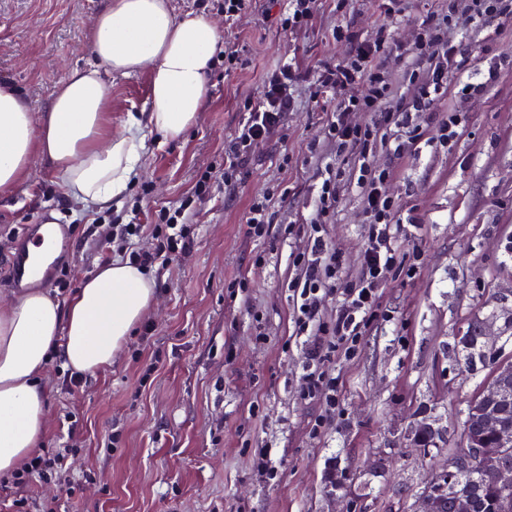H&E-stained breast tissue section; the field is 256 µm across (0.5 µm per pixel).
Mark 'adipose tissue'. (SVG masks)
<instances>
[{"instance_id":"obj_1","label":"adipose tissue","mask_w":512,"mask_h":512,"mask_svg":"<svg viewBox=\"0 0 512 512\" xmlns=\"http://www.w3.org/2000/svg\"><path fill=\"white\" fill-rule=\"evenodd\" d=\"M90 39L95 63L72 69L42 116L0 82L1 192L39 160L59 174L63 195L88 210L105 208L138 174L144 128L174 139L202 112L219 40L206 18L177 17L170 0H108ZM144 70L147 110L129 115L124 133L112 135L105 76ZM156 292L155 280L137 265L115 260L83 278L68 303L31 288L0 304V477L43 445L48 392L40 377L52 354L85 376L111 367Z\"/></svg>"}]
</instances>
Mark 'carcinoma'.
<instances>
[{
  "label": "carcinoma",
  "instance_id": "cac0c4a2",
  "mask_svg": "<svg viewBox=\"0 0 512 512\" xmlns=\"http://www.w3.org/2000/svg\"><path fill=\"white\" fill-rule=\"evenodd\" d=\"M460 343L466 352L465 366L469 367L475 358L483 357L484 344L481 342L479 334L468 332L460 338ZM476 404L477 400L474 399L459 412L464 435L480 433L484 435L488 443L492 444L494 443L492 435L481 429L480 422L472 414V407ZM431 489L436 491L440 512H449L448 504L451 499L464 491L477 492L475 512H512V487L506 489L501 486L495 475L476 460L472 462L471 468L466 474L451 479L446 474L440 476L435 483L431 484Z\"/></svg>",
  "mask_w": 512,
  "mask_h": 512
}]
</instances>
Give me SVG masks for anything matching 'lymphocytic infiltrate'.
Returning a JSON list of instances; mask_svg holds the SVG:
<instances>
[{
    "label": "lymphocytic infiltrate",
    "instance_id": "1",
    "mask_svg": "<svg viewBox=\"0 0 512 512\" xmlns=\"http://www.w3.org/2000/svg\"><path fill=\"white\" fill-rule=\"evenodd\" d=\"M461 18L472 33L487 32L494 24L512 21V0H448L446 12L422 19L417 26L413 62L406 72L410 88L406 94L396 91L387 69L392 43L385 26L374 41L353 44L336 65L305 75L290 65L280 66L267 76L262 98L244 103L246 117L224 150V184L231 187L251 162L254 146L284 127L297 105L299 79L308 81L315 98L336 99L335 106L325 113L323 141L335 147L337 155H354L355 165L345 173L335 161L322 164L315 186L316 216L308 227L306 248L293 257L296 276L290 284L291 341L299 347L302 359L299 395L324 408L312 425L313 433H320L339 409V384L329 371L330 364L335 358L353 356L360 348L367 328L378 317L386 280L400 262L394 244L399 206L385 191L393 172L374 164L375 150L388 145L394 153L407 152L427 133L420 123L421 115L446 96L450 87H457L463 97L477 98L500 77L502 66L493 62L479 80L453 84V77L462 68L456 37ZM356 84L363 85V92L349 94V87ZM361 112L377 113L378 118L370 124L354 123V115ZM390 127L396 128V135H387ZM344 179L362 193L368 228L356 277L340 288L336 282L342 274V259L328 240L326 224L336 207L337 185ZM193 215L187 202L160 209L149 245L134 251L129 245L141 231L136 224H91L85 236L127 250L130 260L161 276L174 257L187 252L194 233ZM336 294L341 301L334 315L326 316V302Z\"/></svg>",
    "mask_w": 512,
    "mask_h": 512
}]
</instances>
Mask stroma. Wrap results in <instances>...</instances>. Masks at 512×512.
<instances>
[{
    "label": "stroma",
    "mask_w": 512,
    "mask_h": 512,
    "mask_svg": "<svg viewBox=\"0 0 512 512\" xmlns=\"http://www.w3.org/2000/svg\"><path fill=\"white\" fill-rule=\"evenodd\" d=\"M448 0H403L387 22L382 0H324L312 24L283 30L276 16L288 0H253L233 22L205 0H171L176 15L211 20L232 64L208 74L209 94L194 126L176 140L146 132L138 177L108 208L138 224L154 223L161 207L191 200L194 238L158 282L156 301L110 368L70 389L63 361L50 360L42 383L49 392L45 449L61 447L62 425L73 418L81 445L66 480L34 479L29 498L55 512H420L421 494L448 469L449 449L463 443L458 417L492 369L463 366L458 339L483 324L490 349L512 361V67L474 102L454 95L449 106L467 112L453 148L423 141L403 158L377 153L394 176L387 193L399 206L395 243L419 254L415 272L397 271L385 285L381 315L351 359L331 363L341 382L336 417L321 435L310 432L322 407L297 392L301 356L292 331L288 282L293 256L306 243L317 171L330 147L311 154L322 135V113L300 83L298 106L272 140L258 143L251 164L226 190L224 147L259 100L267 72L288 61L301 72L335 65L351 39L374 38L390 23L394 42L408 44L414 27ZM105 0H0V81L11 82L34 114L74 67L94 60L90 32ZM344 26L348 39L332 35ZM463 73L512 58V25L491 40L461 33ZM112 133L129 113L147 108L148 72L107 79ZM211 172L209 193L194 186ZM271 200L267 237L248 236L251 202ZM64 225L53 277L38 288L67 302L54 276L72 286L101 264L98 247L83 238L100 212L65 197L58 177L34 162L11 190L0 192V240H20L24 227L45 218ZM366 234L360 193L342 187L328 236L342 254L343 277L353 279ZM247 279V298L231 285ZM428 422L432 446L411 433ZM267 447L278 469L271 480L253 464Z\"/></svg>",
    "instance_id": "35a3bbf8"
}]
</instances>
